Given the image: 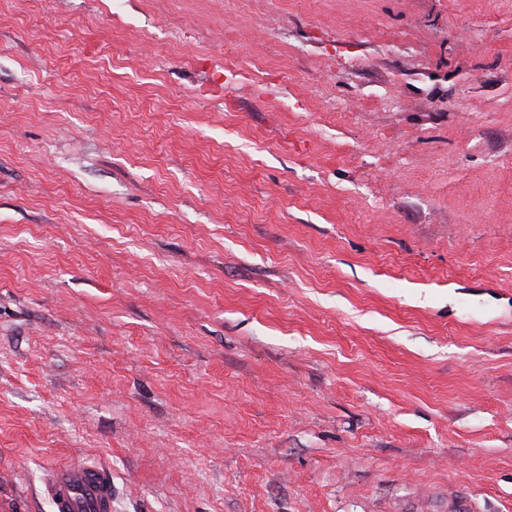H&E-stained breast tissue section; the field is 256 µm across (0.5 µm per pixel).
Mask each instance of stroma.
Listing matches in <instances>:
<instances>
[{
    "label": "stroma",
    "instance_id": "stroma-1",
    "mask_svg": "<svg viewBox=\"0 0 512 512\" xmlns=\"http://www.w3.org/2000/svg\"><path fill=\"white\" fill-rule=\"evenodd\" d=\"M512 512V0H0V512ZM42 494L55 512H112V478L97 462L48 468Z\"/></svg>",
    "mask_w": 512,
    "mask_h": 512
}]
</instances>
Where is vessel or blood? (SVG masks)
Listing matches in <instances>:
<instances>
[{
  "instance_id": "b4317fda",
  "label": "vessel or blood",
  "mask_w": 512,
  "mask_h": 512,
  "mask_svg": "<svg viewBox=\"0 0 512 512\" xmlns=\"http://www.w3.org/2000/svg\"><path fill=\"white\" fill-rule=\"evenodd\" d=\"M42 493L55 512H112V478L97 462L49 467Z\"/></svg>"
}]
</instances>
